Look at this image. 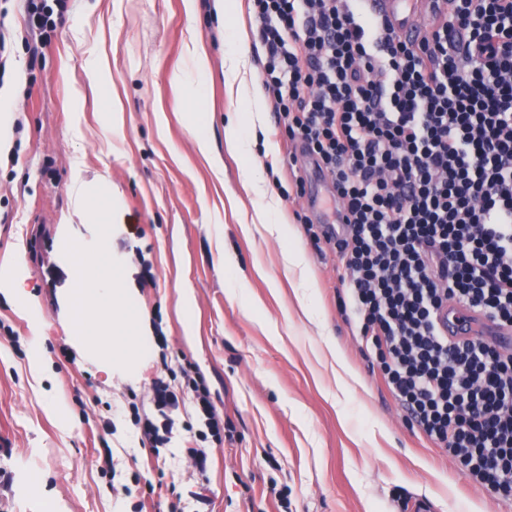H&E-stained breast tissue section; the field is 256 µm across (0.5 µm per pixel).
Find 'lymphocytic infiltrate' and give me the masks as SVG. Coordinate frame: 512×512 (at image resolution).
<instances>
[{"mask_svg": "<svg viewBox=\"0 0 512 512\" xmlns=\"http://www.w3.org/2000/svg\"><path fill=\"white\" fill-rule=\"evenodd\" d=\"M249 2L277 122L336 190L344 235L304 230L340 257V311L408 425L512 496V354L437 323L454 303L512 326V0H434L412 41L363 0ZM67 9L27 0L26 27L49 38ZM460 9L476 25L450 23ZM182 391L205 427L188 449L203 471L224 422L199 373L157 378V418L131 423L140 445L168 444Z\"/></svg>", "mask_w": 512, "mask_h": 512, "instance_id": "f902f5d3", "label": "lymphocytic infiltrate"}]
</instances>
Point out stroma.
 Returning <instances> with one entry per match:
<instances>
[{"instance_id": "stroma-1", "label": "stroma", "mask_w": 512, "mask_h": 512, "mask_svg": "<svg viewBox=\"0 0 512 512\" xmlns=\"http://www.w3.org/2000/svg\"><path fill=\"white\" fill-rule=\"evenodd\" d=\"M26 0H0L15 38L0 88L13 139L0 152V258L22 253V273L39 301L49 371L29 368L28 320L0 296V512H183L196 493L209 512H402L408 500L436 512H512V497L466 480L455 459L412 429L355 328L341 317L339 259L316 249L299 214L296 177L273 116L255 126L251 156L230 154L229 120L248 126L249 101L224 79V52L237 27L260 78L263 48L248 9L217 17L214 0H69L30 63ZM204 46L209 72L192 51ZM202 125L223 160L214 174L188 127ZM272 167L287 235L255 223L246 186L252 167ZM119 261L116 285L126 333L145 355L113 363L111 375L79 357L65 300L76 266L69 243ZM304 255L296 274L286 251ZM154 280L140 284L143 264ZM192 303L191 320L182 308ZM315 309L308 319L302 304ZM344 361L360 385L342 384ZM191 367L233 434L198 472L178 430L160 450L139 447L132 409L154 414L151 389L164 367ZM70 410L60 426L46 410ZM113 421L106 434L104 421ZM115 467L107 469L104 457ZM175 492H151L153 483ZM131 495H124L123 487Z\"/></svg>"}]
</instances>
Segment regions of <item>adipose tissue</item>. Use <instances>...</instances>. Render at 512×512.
Segmentation results:
<instances>
[{
	"instance_id": "1",
	"label": "adipose tissue",
	"mask_w": 512,
	"mask_h": 512,
	"mask_svg": "<svg viewBox=\"0 0 512 512\" xmlns=\"http://www.w3.org/2000/svg\"><path fill=\"white\" fill-rule=\"evenodd\" d=\"M22 266L21 255H10L0 260V294L12 300L18 309L29 319L33 331L29 338L31 348V369L35 374H43L41 360V336L38 327L41 321V308L35 297L22 288L16 275ZM73 298L81 302L82 313L76 326L77 349L86 358L99 361L104 371L112 369V355L116 352H141L146 348L139 336H120L112 330L111 319H96L92 316L93 307H111L114 299L111 268L95 267L90 278L78 279L72 292Z\"/></svg>"
}]
</instances>
